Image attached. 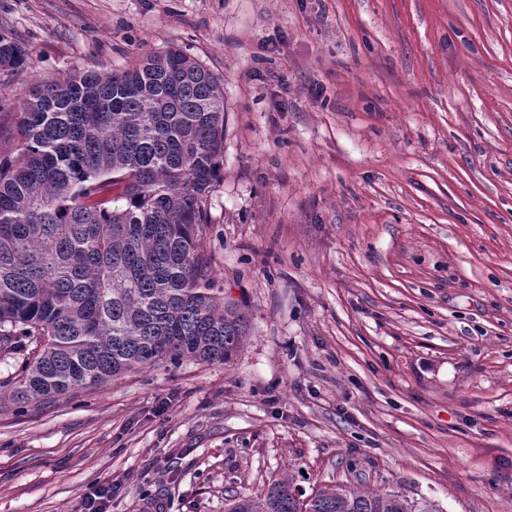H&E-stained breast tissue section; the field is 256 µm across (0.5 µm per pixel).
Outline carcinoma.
Masks as SVG:
<instances>
[{
    "mask_svg": "<svg viewBox=\"0 0 512 512\" xmlns=\"http://www.w3.org/2000/svg\"><path fill=\"white\" fill-rule=\"evenodd\" d=\"M0 35V71L26 62ZM224 89L186 51L78 71L25 92L0 157V352L34 346L6 401L21 407L185 360H230L244 309L215 287L202 244L224 158ZM225 512H442L426 497L282 478Z\"/></svg>",
    "mask_w": 512,
    "mask_h": 512,
    "instance_id": "1",
    "label": "carcinoma"
}]
</instances>
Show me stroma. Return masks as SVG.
I'll return each instance as SVG.
<instances>
[{"label": "stroma", "instance_id": "35a3bbf8", "mask_svg": "<svg viewBox=\"0 0 512 512\" xmlns=\"http://www.w3.org/2000/svg\"><path fill=\"white\" fill-rule=\"evenodd\" d=\"M32 83L176 46L224 88L204 249L250 334L0 409V512H224L291 475L512 512V0H0Z\"/></svg>", "mask_w": 512, "mask_h": 512}]
</instances>
